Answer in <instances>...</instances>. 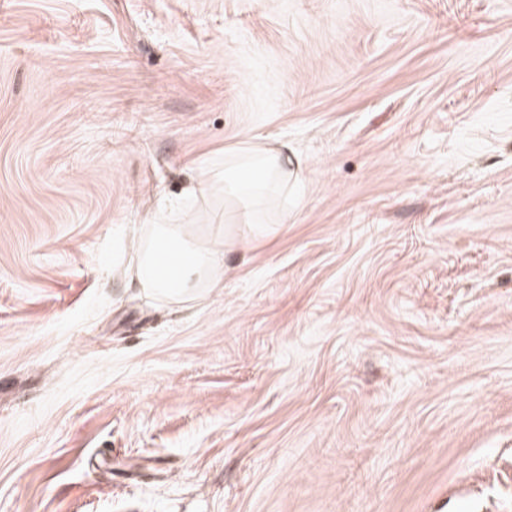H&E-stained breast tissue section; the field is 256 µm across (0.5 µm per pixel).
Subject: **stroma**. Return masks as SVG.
<instances>
[{
	"mask_svg": "<svg viewBox=\"0 0 512 512\" xmlns=\"http://www.w3.org/2000/svg\"><path fill=\"white\" fill-rule=\"evenodd\" d=\"M245 141L274 234L138 293ZM0 512H512V0H0ZM142 224L135 231L136 261L130 282L150 296L172 302L195 294L197 288H218L223 283L225 257L233 251L236 236L214 235L198 239L189 225ZM169 253L170 270L162 273L156 254Z\"/></svg>",
	"mask_w": 512,
	"mask_h": 512,
	"instance_id": "obj_1",
	"label": "stroma"
}]
</instances>
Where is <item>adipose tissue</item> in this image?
I'll list each match as a JSON object with an SVG mask.
<instances>
[{"label":"adipose tissue","mask_w":512,"mask_h":512,"mask_svg":"<svg viewBox=\"0 0 512 512\" xmlns=\"http://www.w3.org/2000/svg\"><path fill=\"white\" fill-rule=\"evenodd\" d=\"M303 170L301 158L286 143L269 148L251 142L242 143L225 153L224 166L212 170L209 178L192 179L189 195L222 193L231 205L247 235L265 237L268 224L256 218L267 205L270 188L299 181ZM136 261L131 283L151 296L178 301L195 294L200 288L221 286L225 257L234 246V238L220 235L208 239L194 236L187 225L150 223L135 231ZM169 254V272L156 266V255Z\"/></svg>","instance_id":"adipose-tissue-1"}]
</instances>
